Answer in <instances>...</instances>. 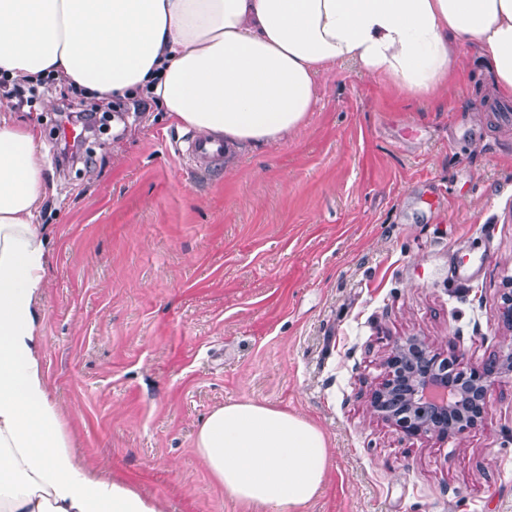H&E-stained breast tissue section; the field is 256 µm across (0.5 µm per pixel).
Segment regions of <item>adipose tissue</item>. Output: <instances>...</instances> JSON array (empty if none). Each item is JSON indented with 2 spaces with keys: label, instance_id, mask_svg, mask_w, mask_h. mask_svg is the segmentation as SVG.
I'll return each mask as SVG.
<instances>
[{
  "label": "adipose tissue",
  "instance_id": "ef3b65f1",
  "mask_svg": "<svg viewBox=\"0 0 512 512\" xmlns=\"http://www.w3.org/2000/svg\"><path fill=\"white\" fill-rule=\"evenodd\" d=\"M512 97V0H0V73L54 76L96 98L151 93L228 146H272L317 103L315 78L355 63L413 97L445 88L462 43ZM36 132L0 113V512H165L72 450L44 371L51 251ZM195 450L226 498L298 512L320 496L325 434L245 399L214 408Z\"/></svg>",
  "mask_w": 512,
  "mask_h": 512
}]
</instances>
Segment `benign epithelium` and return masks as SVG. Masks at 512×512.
Segmentation results:
<instances>
[{"label":"benign epithelium","mask_w":512,"mask_h":512,"mask_svg":"<svg viewBox=\"0 0 512 512\" xmlns=\"http://www.w3.org/2000/svg\"><path fill=\"white\" fill-rule=\"evenodd\" d=\"M383 365L387 376L372 393L374 410L409 438H446L476 426L482 415L473 407L487 405L499 382L512 377V343L498 357L467 367L459 355L409 336L393 343Z\"/></svg>","instance_id":"1"}]
</instances>
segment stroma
Returning <instances> with one entry per match:
<instances>
[{
    "label": "stroma",
    "instance_id": "stroma-1",
    "mask_svg": "<svg viewBox=\"0 0 512 512\" xmlns=\"http://www.w3.org/2000/svg\"><path fill=\"white\" fill-rule=\"evenodd\" d=\"M454 71L425 100L336 65L287 140L206 174L173 150L192 129L130 98L88 167L57 159L66 84L16 113L42 144L45 369L80 456L166 512H260L194 448L213 408L252 399L328 438L301 512H512V382L443 439L404 437L368 400L402 337L478 365L508 334L512 122L486 110L474 45Z\"/></svg>",
    "mask_w": 512,
    "mask_h": 512
}]
</instances>
